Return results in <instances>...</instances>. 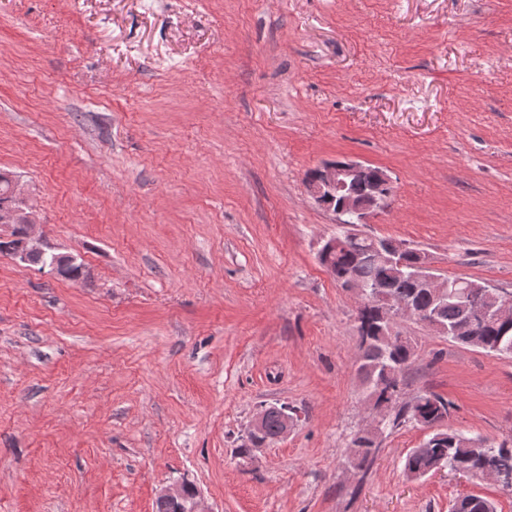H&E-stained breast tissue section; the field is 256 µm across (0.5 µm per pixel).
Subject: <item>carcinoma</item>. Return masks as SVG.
I'll return each instance as SVG.
<instances>
[{
    "label": "carcinoma",
    "mask_w": 512,
    "mask_h": 512,
    "mask_svg": "<svg viewBox=\"0 0 512 512\" xmlns=\"http://www.w3.org/2000/svg\"><path fill=\"white\" fill-rule=\"evenodd\" d=\"M370 241L362 238L348 247H335L323 254L321 263L331 272L336 283L343 285L356 278L367 286L368 296L359 305L357 322V375L363 386L364 398L373 410L382 415L381 424L394 430L407 423H416L432 430L419 448L410 450L404 462V472L420 479L443 467L453 472L465 471L473 480L485 479L486 471L512 476V440L501 443L472 437L457 429H443L451 413L452 403L433 392H424L408 401L401 400V385L405 371L416 355L409 338H399L378 319V306L398 296L418 311H435L439 322L451 329L464 322L468 314L456 279L448 280V294L437 297L414 287L405 269L386 265L367 255ZM451 340L496 355H512V317L490 319L478 323L471 332L453 336ZM282 430L281 417L269 413L259 439L273 442ZM382 433L354 436L350 446V462L359 472L367 473L378 455ZM450 512H496L493 500L467 494L457 498Z\"/></svg>",
    "instance_id": "1"
}]
</instances>
